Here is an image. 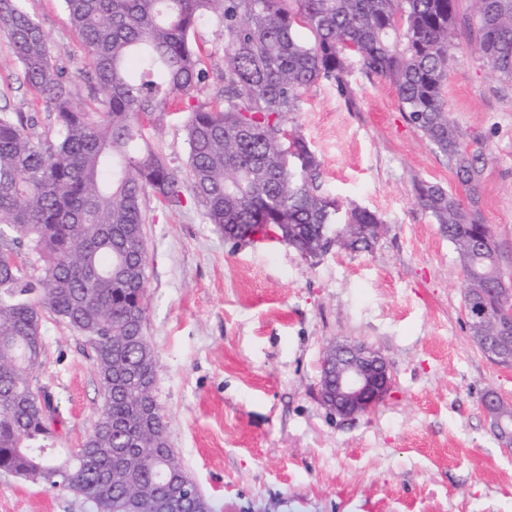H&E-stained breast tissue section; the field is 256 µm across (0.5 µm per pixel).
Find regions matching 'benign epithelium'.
I'll list each match as a JSON object with an SVG mask.
<instances>
[{
	"label": "benign epithelium",
	"instance_id": "benign-epithelium-1",
	"mask_svg": "<svg viewBox=\"0 0 512 512\" xmlns=\"http://www.w3.org/2000/svg\"><path fill=\"white\" fill-rule=\"evenodd\" d=\"M503 303L504 316L495 320L496 335L488 338L492 346L484 347V355L494 364L512 367V276L503 274L496 285ZM322 376L336 379L334 397L322 400L336 414L351 418L370 410L390 392L391 379L385 359L365 344L336 343L325 349ZM491 430L503 443L512 447V404L499 394L488 395L482 403Z\"/></svg>",
	"mask_w": 512,
	"mask_h": 512
}]
</instances>
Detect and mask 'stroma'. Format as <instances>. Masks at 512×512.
<instances>
[{
	"label": "stroma",
	"mask_w": 512,
	"mask_h": 512,
	"mask_svg": "<svg viewBox=\"0 0 512 512\" xmlns=\"http://www.w3.org/2000/svg\"><path fill=\"white\" fill-rule=\"evenodd\" d=\"M54 52L92 95L97 85L62 0H24ZM448 113L480 155L478 208L512 262V83L490 72L457 30ZM353 103L322 83L290 123L322 162L323 188L374 211L367 252L310 259L277 242L234 244L187 201L147 200L144 333L156 359L152 395L172 448L214 512H512V453L491 432L485 393L512 402V368L490 362L463 313L457 252L413 199L414 181L465 189L398 107L395 86L352 68ZM53 112L26 84L0 36V110ZM184 115L150 133L185 167ZM355 340L386 359L392 388L344 420L321 400L327 345ZM35 391L59 414L60 447H77L102 403L83 337L42 323ZM0 512H93L83 498L0 471Z\"/></svg>",
	"instance_id": "obj_1"
}]
</instances>
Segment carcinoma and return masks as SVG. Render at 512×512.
Listing matches in <instances>:
<instances>
[{
  "instance_id": "1",
  "label": "carcinoma",
  "mask_w": 512,
  "mask_h": 512,
  "mask_svg": "<svg viewBox=\"0 0 512 512\" xmlns=\"http://www.w3.org/2000/svg\"><path fill=\"white\" fill-rule=\"evenodd\" d=\"M95 72L87 98L21 0H0V32L55 126L0 112V471L67 490L96 512H164L176 479L181 512H204L203 494L168 438L151 396L154 349L145 336L147 253L143 200L176 208L190 195L229 240L268 237L305 258L336 246L369 251L380 223L322 191V165L289 125L303 94L326 82L351 98V63L395 85L407 121L448 157L466 199L424 181L415 202L457 250L463 304L495 317V236L477 208L483 167L448 116L453 32L463 25L487 65L512 82V0H63ZM224 31L223 106L195 99L208 80L198 29ZM186 174L148 132L174 113ZM303 157L288 166V152ZM51 315L89 347L102 405L76 448H58L57 421L32 374Z\"/></svg>"
}]
</instances>
